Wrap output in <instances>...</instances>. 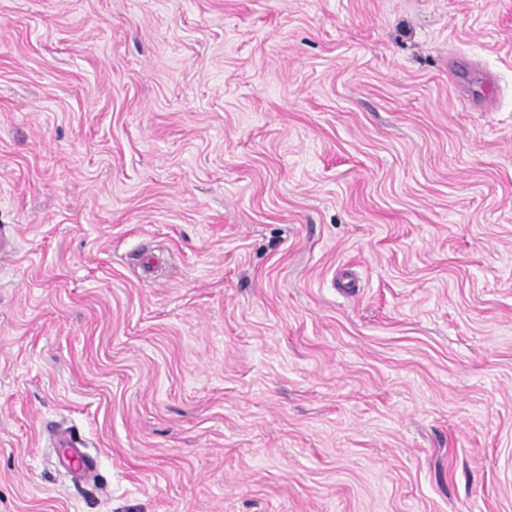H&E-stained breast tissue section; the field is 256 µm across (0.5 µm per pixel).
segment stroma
<instances>
[{"label":"stroma","mask_w":512,"mask_h":512,"mask_svg":"<svg viewBox=\"0 0 512 512\" xmlns=\"http://www.w3.org/2000/svg\"><path fill=\"white\" fill-rule=\"evenodd\" d=\"M0 233V512H512V0H0ZM61 447L71 449V463L73 465L74 474L81 478L92 468V461L83 451V442L80 435L69 433L61 438Z\"/></svg>","instance_id":"1"}]
</instances>
